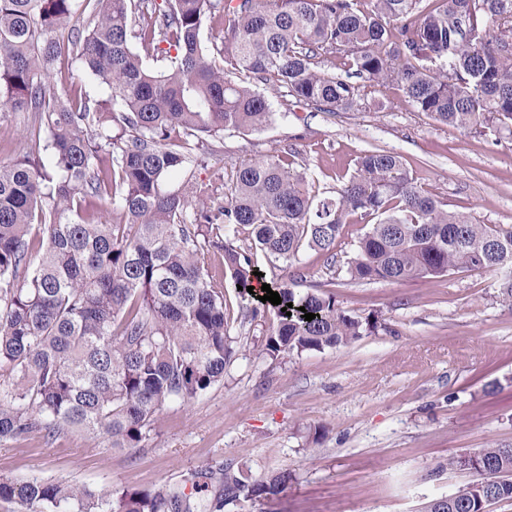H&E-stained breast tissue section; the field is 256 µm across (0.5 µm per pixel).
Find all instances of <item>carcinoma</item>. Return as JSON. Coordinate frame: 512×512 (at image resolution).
<instances>
[{
  "label": "carcinoma",
  "mask_w": 512,
  "mask_h": 512,
  "mask_svg": "<svg viewBox=\"0 0 512 512\" xmlns=\"http://www.w3.org/2000/svg\"><path fill=\"white\" fill-rule=\"evenodd\" d=\"M0 0V112H33L48 156L0 166V442L77 430L137 448L167 403L188 405L224 381L232 357L224 313L223 258L238 295L252 297L255 265L214 234L252 228L272 264L292 267L303 249L330 253L349 216L379 220L359 239L346 272L396 283L459 269L500 273L498 298L512 310V225L481 224L423 191L401 157L367 150L334 197L315 198L306 170L267 155L235 168L224 204L193 212L161 189L190 157L168 147L183 131L204 142L226 131L264 129L268 99L233 79L283 88L332 115L359 96L353 76L396 83L420 112L456 129L512 134V0ZM91 10L93 26L73 23ZM224 14V65L205 52L202 30ZM162 57L154 73L133 46ZM167 47H162V44ZM334 57L344 73L318 72ZM91 76L109 98L77 106L55 90L56 67ZM125 224L102 219L97 201L115 182ZM277 322L257 344L272 358L323 351L378 327L352 317L334 293L271 284ZM292 307H287V304ZM305 311H300V308ZM315 319L305 320V313ZM477 479L422 512H484L512 501V447L448 458ZM217 483L214 512L271 499L290 479L254 480L224 468L194 474ZM0 501L19 512H194L177 487L91 488L66 480L0 475Z\"/></svg>",
  "instance_id": "cac0c4a2"
}]
</instances>
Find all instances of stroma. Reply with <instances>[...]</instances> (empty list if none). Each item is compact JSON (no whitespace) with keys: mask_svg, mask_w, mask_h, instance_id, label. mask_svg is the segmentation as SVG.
<instances>
[{"mask_svg":"<svg viewBox=\"0 0 512 512\" xmlns=\"http://www.w3.org/2000/svg\"><path fill=\"white\" fill-rule=\"evenodd\" d=\"M273 112L259 132L210 140L204 162L167 175L163 191L204 190L224 202L240 163L287 155L312 192L334 194L363 151L400 155L417 184L448 209L484 224H512V136L469 134L418 112L395 84H363L357 107L334 115L265 85ZM48 139L30 112L0 114V166ZM369 219L352 216L333 256L303 251L291 271L299 289L325 285L347 314L378 319L372 333L333 349L280 359L256 343L275 311L251 320L232 281L224 297L234 353L224 382L196 402L166 405L148 439L115 450L102 438L33 433L0 445V474L79 484L208 493L195 472L232 466L262 479L288 471L272 499L225 512H419L475 473L448 458L496 442L512 446V310L498 273L461 269L399 283L354 281L346 266Z\"/></svg>","mask_w":512,"mask_h":512,"instance_id":"35a3bbf8","label":"stroma"}]
</instances>
